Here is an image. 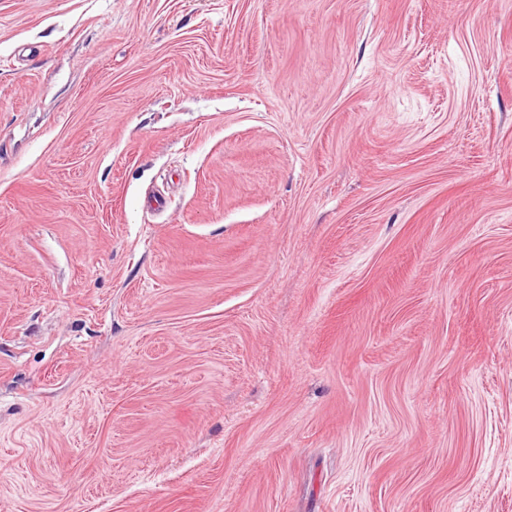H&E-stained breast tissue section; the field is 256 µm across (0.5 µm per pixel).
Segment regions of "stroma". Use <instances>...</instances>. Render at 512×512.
I'll list each match as a JSON object with an SVG mask.
<instances>
[{
  "label": "stroma",
  "instance_id": "35a3bbf8",
  "mask_svg": "<svg viewBox=\"0 0 512 512\" xmlns=\"http://www.w3.org/2000/svg\"><path fill=\"white\" fill-rule=\"evenodd\" d=\"M0 512H512V0H0Z\"/></svg>",
  "mask_w": 512,
  "mask_h": 512
}]
</instances>
